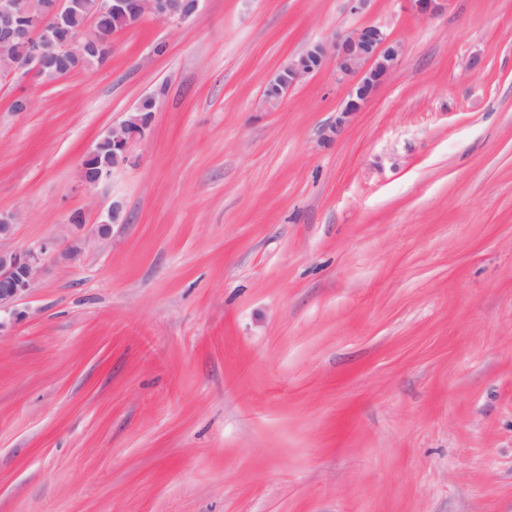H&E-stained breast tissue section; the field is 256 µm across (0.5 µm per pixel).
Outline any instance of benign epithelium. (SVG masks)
Instances as JSON below:
<instances>
[{"mask_svg":"<svg viewBox=\"0 0 512 512\" xmlns=\"http://www.w3.org/2000/svg\"><path fill=\"white\" fill-rule=\"evenodd\" d=\"M202 0H98L101 12L125 11L137 19L146 17L168 23L181 24L200 13ZM413 11L424 18L433 16L447 0H406ZM72 0H0V59L12 57L1 72L20 73L35 70L45 81L53 82L60 78L57 71H47L43 61L49 56H64L82 59L96 42V27L93 19L68 33L67 39L59 40L54 27L63 26L71 13ZM42 14L45 20L36 18ZM22 18L32 22L26 27L18 26ZM26 44L27 54L23 58L14 56L16 41ZM401 55V46L391 39L386 28L379 24H367L355 28L337 39L332 45L316 44L307 48L280 71L269 86L276 91L264 92L265 100L276 103L288 94V90L307 76L333 63L339 80L348 84V97L341 111L358 112L371 98L376 89L397 67ZM148 125L143 113L131 112L128 117L115 123L105 133L112 141V163L99 170L95 179L85 176V163L93 159L96 151L91 149L83 157L79 167L80 180L89 188L109 177L114 168L125 163L130 145L144 137ZM124 204L120 200L112 201L107 219L97 225V236L105 239L113 235L114 227L121 223ZM73 242L63 247L52 241H42L20 250L0 249V330L7 322L22 317L17 303L25 298L38 281L44 257L53 252L60 258L73 261L81 253Z\"/></svg>","mask_w":512,"mask_h":512,"instance_id":"benign-epithelium-1","label":"benign epithelium"}]
</instances>
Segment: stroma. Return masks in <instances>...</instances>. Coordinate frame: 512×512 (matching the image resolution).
<instances>
[{"label":"stroma","mask_w":512,"mask_h":512,"mask_svg":"<svg viewBox=\"0 0 512 512\" xmlns=\"http://www.w3.org/2000/svg\"><path fill=\"white\" fill-rule=\"evenodd\" d=\"M369 23L403 54L361 111L329 66L265 104ZM0 211L86 240L0 332V512H512V0H203L0 75ZM144 112L154 111L152 109H146L130 112L127 118L119 123L112 124V127L105 133L106 138L112 141V145L109 142L102 143L96 157V145L86 153L79 167L80 180L83 186L89 188L97 185L99 182L109 177L114 168L126 162L130 145L142 139L145 135V131L149 127V125L144 122ZM111 155L112 163L100 169L95 177L98 168L101 167ZM91 159L93 160L90 161L87 172L90 179L95 177L92 181L88 180L85 176V163Z\"/></svg>","instance_id":"35a3bbf8"}]
</instances>
